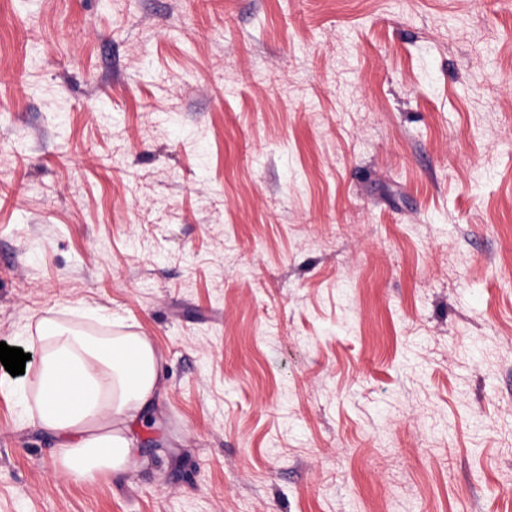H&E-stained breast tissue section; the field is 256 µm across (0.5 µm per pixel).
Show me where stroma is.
Returning a JSON list of instances; mask_svg holds the SVG:
<instances>
[{
    "label": "stroma",
    "mask_w": 512,
    "mask_h": 512,
    "mask_svg": "<svg viewBox=\"0 0 512 512\" xmlns=\"http://www.w3.org/2000/svg\"><path fill=\"white\" fill-rule=\"evenodd\" d=\"M45 316L165 386L91 482L0 389V512H512V0H0V342Z\"/></svg>",
    "instance_id": "stroma-1"
}]
</instances>
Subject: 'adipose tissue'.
Returning <instances> with one entry per match:
<instances>
[{"mask_svg": "<svg viewBox=\"0 0 512 512\" xmlns=\"http://www.w3.org/2000/svg\"><path fill=\"white\" fill-rule=\"evenodd\" d=\"M36 421L52 434L59 466L78 481L120 474L137 464L131 426L147 414L164 378L165 359L134 333L108 336L44 317Z\"/></svg>", "mask_w": 512, "mask_h": 512, "instance_id": "ef3b65f1", "label": "adipose tissue"}]
</instances>
